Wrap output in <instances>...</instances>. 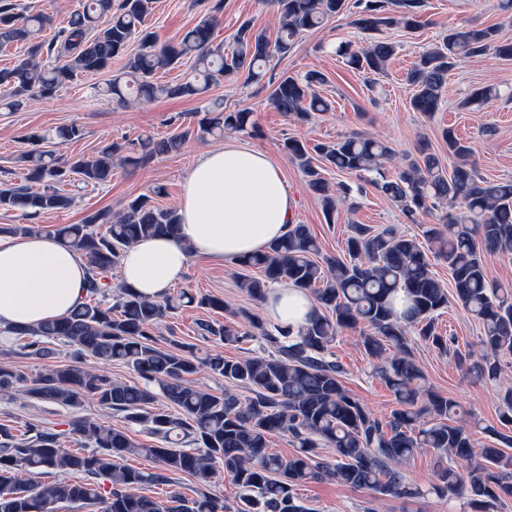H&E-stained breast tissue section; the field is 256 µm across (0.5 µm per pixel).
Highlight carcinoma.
I'll return each mask as SVG.
<instances>
[{"instance_id":"1","label":"carcinoma","mask_w":512,"mask_h":512,"mask_svg":"<svg viewBox=\"0 0 512 512\" xmlns=\"http://www.w3.org/2000/svg\"><path fill=\"white\" fill-rule=\"evenodd\" d=\"M345 2L270 0L279 16L276 38L245 24L227 49L213 38L224 0H213L207 16L179 42L161 46L144 29L149 0H84L68 26L48 43L36 40L48 24L44 14L30 12L21 18L16 0H0V48L27 46L23 58L0 68V87L7 91L0 105L17 111L30 100L53 96L81 73L109 70L136 33L141 34L139 50L106 84L107 95L120 102L131 94L141 101L203 98L212 84L241 73L245 83L259 84L273 57L288 54L302 32L346 10ZM423 6L424 0H358L351 24L363 32L415 29ZM337 52L350 68L378 75L386 72L396 47L371 41L359 48L344 44ZM488 53L512 60V35L502 25L448 29L440 42L419 54L407 74L411 109L428 116L438 111L448 72L463 57ZM185 59L193 61V78L177 84L156 81L157 74ZM324 82L318 71L302 79L284 77L271 91L270 104L291 120L305 122L311 113L331 108L315 91ZM250 116L248 108H214L206 111L198 128L222 137L246 130ZM189 133L178 131L160 142L141 136L127 146L112 143L63 164L37 145L52 135L77 142L84 138L83 129L72 124L52 135L32 131L26 140L35 148L19 157L21 181L0 183V207L20 210L25 217L66 210L72 199L56 183L72 174L87 184L106 182L116 165H144L158 152L177 151ZM443 139L453 160L450 169L424 152L393 175L385 163L394 152L376 137L353 133L313 146L289 138L283 149L319 195L328 224L336 222L338 195H349L351 187H331L323 176L326 167L370 176L369 183L411 219L444 201L449 204L446 228L433 227L426 234L438 244L435 256L448 264L455 299L482 328L480 349L458 353L456 360L474 379L496 382L504 357L512 356V291L489 281L486 260L512 255V180L481 176L468 161L469 147L454 131H444ZM177 224L176 210L159 209L149 198L138 197L120 212L98 210L79 224L55 229L57 238L88 267L86 301L67 316L19 332L13 337L19 354L49 359L54 355L51 343L61 341L79 357L132 367L145 384H126L69 363L52 365L31 378L0 365V392L5 395L73 409L93 399L120 419L114 424L77 417L61 430L31 424L22 432L0 422V512H54L59 503L95 505L97 512H310L297 487L325 477L373 495L408 499L422 490L407 485L398 467L425 448L448 458L447 464L438 465L431 484L438 496L465 499L471 512H493L498 502L512 498V477L506 472L512 458L505 459L499 448H475L471 431L451 423L456 402L421 385L423 374L407 328L448 352V339L437 331L436 321L450 298L416 237L394 226L352 224L344 252L337 256L322 253L307 225H289L268 250L240 262L261 276L244 275L238 286L261 300L272 285L287 282L313 294L314 317L295 334L280 327L265 329L250 314L245 315L249 329L203 321L198 324L200 335L226 345L255 340L256 328L271 350L243 357L216 354L200 361L188 343L157 346L156 330L167 312L184 303L222 311V298L182 292L154 301L120 285L112 291V269L123 252L142 238L174 232ZM343 328L360 329L368 356L382 361L379 377L396 402L385 421L346 389L342 366L330 359L329 348ZM203 367L229 387L218 394L194 385L192 377ZM234 387L248 390L249 396L240 398ZM164 400L175 412L158 407ZM134 425L157 442L137 441L129 434ZM274 434L290 436L296 453L283 457L270 452L268 438ZM67 439L84 443L90 451L64 447ZM322 445L334 450L336 462L318 460ZM131 455L150 456L160 468L153 473L130 468L124 460ZM218 465L239 490L233 509L207 491ZM73 472L82 473L83 480L67 479ZM176 472L194 478L195 496L172 495L162 502L142 493L147 484H170ZM50 475L54 479L46 480Z\"/></svg>"}]
</instances>
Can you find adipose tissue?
Masks as SVG:
<instances>
[{
	"label": "adipose tissue",
	"instance_id": "obj_1",
	"mask_svg": "<svg viewBox=\"0 0 512 512\" xmlns=\"http://www.w3.org/2000/svg\"><path fill=\"white\" fill-rule=\"evenodd\" d=\"M295 202L272 157L246 143L199 153L184 176L175 233L140 239L121 260L129 291L163 299L192 259L236 263L262 252L294 219ZM87 267L57 239L0 234V343L16 332L66 315L85 301ZM314 310L310 295L291 285L268 289L264 317L299 330Z\"/></svg>",
	"mask_w": 512,
	"mask_h": 512
}]
</instances>
